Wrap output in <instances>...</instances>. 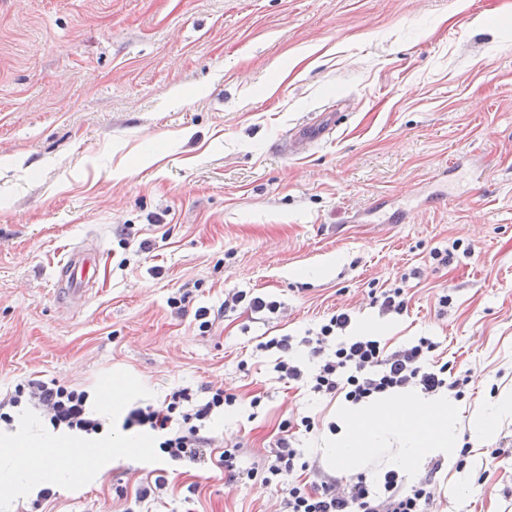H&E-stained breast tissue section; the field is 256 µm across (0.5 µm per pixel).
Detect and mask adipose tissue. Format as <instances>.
<instances>
[{
    "label": "adipose tissue",
    "mask_w": 512,
    "mask_h": 512,
    "mask_svg": "<svg viewBox=\"0 0 512 512\" xmlns=\"http://www.w3.org/2000/svg\"><path fill=\"white\" fill-rule=\"evenodd\" d=\"M341 426L325 453L346 470H359L374 453L397 445L385 467L439 457L453 461L459 453L456 403L448 394L422 395L413 390L390 392L360 405L345 407ZM149 439L136 437L82 445L69 433L43 435L17 432L0 439V462L11 473L0 483V494L14 493L37 480L62 479L74 448H83L84 469L100 473L106 461L127 453L145 452Z\"/></svg>",
    "instance_id": "obj_1"
}]
</instances>
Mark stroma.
<instances>
[{"mask_svg": "<svg viewBox=\"0 0 512 512\" xmlns=\"http://www.w3.org/2000/svg\"><path fill=\"white\" fill-rule=\"evenodd\" d=\"M332 106V134L280 153ZM451 164L446 199L422 205ZM382 202L405 222L352 223ZM86 244L97 285L60 302L56 264ZM398 284L406 311L373 304ZM229 288L281 309L220 313ZM203 306L217 312L205 331ZM341 310L348 335L390 352L427 336L432 361L470 371L460 442L512 390V0H0V399L30 380L88 391L117 439L114 374L132 380V407L221 386L237 401L210 423L217 453L236 444L240 468H262L287 421L311 463L303 480L343 481L322 452L341 399L281 380L260 347L292 337L311 367L302 338ZM401 472L432 476L430 512H512V415L464 463ZM160 475L148 512L277 508L273 489L225 485L217 454L154 448L99 477L74 470L44 501L36 483L0 496V512H138Z\"/></svg>", "mask_w": 512, "mask_h": 512, "instance_id": "obj_1", "label": "stroma"}]
</instances>
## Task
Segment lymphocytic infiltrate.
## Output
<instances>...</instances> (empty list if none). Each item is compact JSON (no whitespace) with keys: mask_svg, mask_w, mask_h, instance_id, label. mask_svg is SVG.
<instances>
[{"mask_svg":"<svg viewBox=\"0 0 512 512\" xmlns=\"http://www.w3.org/2000/svg\"><path fill=\"white\" fill-rule=\"evenodd\" d=\"M351 316L339 311L322 323L316 332L304 337L303 343L316 360L313 374H306L301 364L290 356V337H274L265 342L268 350L279 353L277 370L284 379L310 380L313 392L332 397L343 396L358 404L391 390L416 387L425 394L448 392L462 397L472 378L464 374L449 376L447 366H429V355L436 348L432 339L419 337L415 342L393 352H385L380 340L371 337L342 339ZM205 399L194 398L190 388L173 390L163 406L145 404L132 408L124 418V428L138 427L153 433L162 453L171 460L205 461L211 440L205 434L208 422L233 406L234 394L223 388L205 387ZM37 409L53 429L91 436L103 429L101 419L90 408L87 391L75 390L57 382L31 380L17 385L14 393L0 401V422L12 424L13 408ZM224 472L228 482L257 479L280 494L278 512H428L434 499L433 480L424 478L417 484L403 486L398 472L384 475L382 490H375L365 477L356 476L346 483L322 482L310 487L296 476L306 470L301 449L284 437L262 472L240 470L235 449L223 452Z\"/></svg>","mask_w":512,"mask_h":512,"instance_id":"obj_1","label":"lymphocytic infiltrate"}]
</instances>
